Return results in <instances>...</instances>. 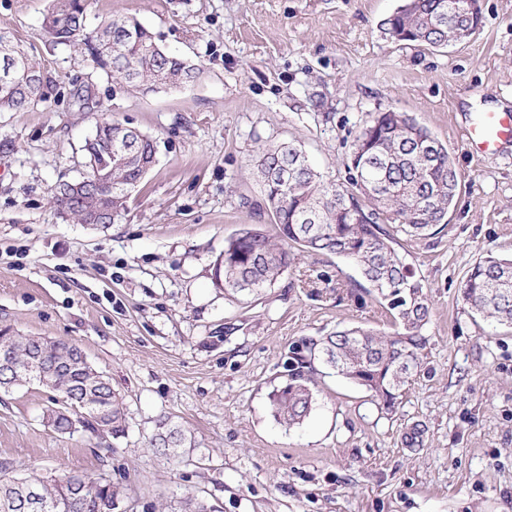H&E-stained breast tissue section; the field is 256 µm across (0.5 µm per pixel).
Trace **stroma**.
I'll use <instances>...</instances> for the list:
<instances>
[{"label": "stroma", "instance_id": "35a3bbf8", "mask_svg": "<svg viewBox=\"0 0 512 512\" xmlns=\"http://www.w3.org/2000/svg\"><path fill=\"white\" fill-rule=\"evenodd\" d=\"M401 3L91 0V22L135 18L203 69L190 86L144 95L46 41L47 0H0V31L34 53L46 93L0 112V329L78 345L126 424L106 451L47 425L53 392L0 391V463L13 476L112 481L127 492L114 512H163L188 496L218 512H512V326L472 317L461 300L486 251L512 253V147L476 154L464 136L486 104L512 109V0H481L480 27L442 49L384 32ZM389 109L431 131L460 175L439 233L394 235L427 287L422 366L391 414L320 370L309 417L289 427L269 394L292 346L393 325L357 267L333 255L299 253L274 287L236 300L215 284L224 241L271 222L254 207L260 144L300 142L342 183L355 136ZM113 120L153 137L157 162L122 218L82 224L51 191L81 177L86 139ZM339 282L350 294L337 295ZM165 419L195 447L177 458L150 448ZM414 424L424 441L410 448Z\"/></svg>", "mask_w": 512, "mask_h": 512}]
</instances>
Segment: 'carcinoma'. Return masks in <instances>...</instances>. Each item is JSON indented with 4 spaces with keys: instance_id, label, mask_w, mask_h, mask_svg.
<instances>
[{
    "instance_id": "cac0c4a2",
    "label": "carcinoma",
    "mask_w": 512,
    "mask_h": 512,
    "mask_svg": "<svg viewBox=\"0 0 512 512\" xmlns=\"http://www.w3.org/2000/svg\"><path fill=\"white\" fill-rule=\"evenodd\" d=\"M437 0H420L413 12L387 17L383 30L391 36L421 34L419 44H448L453 31L440 24ZM57 12L58 44L83 50L108 78L160 88L178 76L188 85L201 68L163 51L152 33L128 17H112L95 28L88 24V0L49 2ZM44 98L43 89L20 79L9 90L0 84V112L21 111ZM115 123L96 127L83 146L84 167L109 171L112 184L127 185L137 177L131 165L116 161L103 145ZM301 146L293 142L264 143L257 148L253 174L260 183L275 234L259 224H247L224 241V292L255 294L272 287L295 259V252L334 255L354 263L380 305L392 319V333L353 327L319 340L306 339L292 348L288 380L271 393L277 420L302 424L314 402L310 373L325 364L342 377L371 392L379 408L392 413L412 381L426 349L423 329L430 308L423 280L393 247L396 230L408 237L430 234L443 223L458 184L448 148L407 113L377 112L356 136L350 152L346 182L328 181L313 166L299 167ZM68 184L55 189L53 199L81 223L95 212V192L65 197ZM463 305L486 320L512 325V256L491 252L469 270L461 291ZM11 360L15 370L0 377L6 390L37 384L56 391L61 406L44 412L47 425L60 434L80 426L97 436L125 432L122 403L110 382L70 343L0 331V361ZM151 447L170 454L192 445V436L177 425L159 423ZM0 467V512H112L126 497L125 489L104 479L72 472L58 479L28 482ZM39 493L38 507L30 505L29 489ZM176 512H215L197 496L184 498Z\"/></svg>"
}]
</instances>
